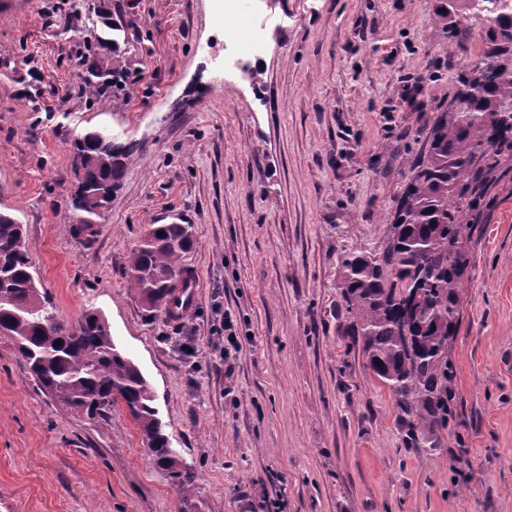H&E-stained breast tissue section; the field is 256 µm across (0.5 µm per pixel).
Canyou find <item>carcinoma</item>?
Returning a JSON list of instances; mask_svg holds the SVG:
<instances>
[{
  "mask_svg": "<svg viewBox=\"0 0 512 512\" xmlns=\"http://www.w3.org/2000/svg\"><path fill=\"white\" fill-rule=\"evenodd\" d=\"M489 22L484 59L457 76L458 92L439 113L427 154L408 164L409 178L378 251L353 248L340 257L338 283L361 343L365 366L386 387L405 432L406 447L435 455L443 448L454 371L464 278L470 264L471 211L479 204L481 170L512 157V0H480ZM444 20L474 10L472 0H442ZM84 91L109 104L106 92L121 77L115 42L96 37ZM133 147L100 130L74 141L77 188L68 208L77 217H101L120 185ZM193 247L191 225L152 224L128 259L127 283L153 311L170 312L185 285L183 257ZM32 272L23 225L0 212V335L22 356L37 389L55 404L91 421H107L124 405L157 466L182 496L194 487L190 469L177 468L153 407L148 382L112 339L97 313L75 325L48 310Z\"/></svg>",
  "mask_w": 512,
  "mask_h": 512,
  "instance_id": "carcinoma-1",
  "label": "carcinoma"
}]
</instances>
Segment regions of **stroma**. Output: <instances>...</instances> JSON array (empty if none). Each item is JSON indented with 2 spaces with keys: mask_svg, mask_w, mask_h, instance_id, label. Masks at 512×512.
<instances>
[{
  "mask_svg": "<svg viewBox=\"0 0 512 512\" xmlns=\"http://www.w3.org/2000/svg\"><path fill=\"white\" fill-rule=\"evenodd\" d=\"M440 3L253 0L276 21L228 70L216 0H0V210L55 317L108 323L195 484L175 490L124 407L91 422L53 404L2 337L0 512H512V159L470 217L439 455L404 447L338 288L341 252L379 248L457 72L484 56L483 17L450 33ZM100 5L127 70L104 112L82 88ZM95 129L136 149L78 240L73 140ZM167 217L191 225L200 280L180 320L125 278Z\"/></svg>",
  "mask_w": 512,
  "mask_h": 512,
  "instance_id": "stroma-1",
  "label": "stroma"
}]
</instances>
